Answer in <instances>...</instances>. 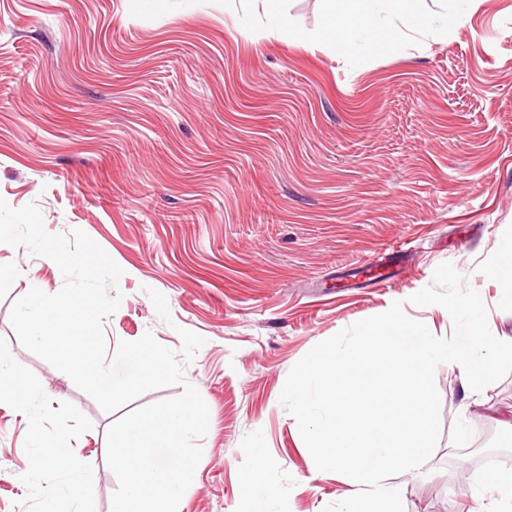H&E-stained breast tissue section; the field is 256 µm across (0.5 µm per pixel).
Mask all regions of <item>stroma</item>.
I'll return each mask as SVG.
<instances>
[{
    "label": "stroma",
    "instance_id": "35a3bbf8",
    "mask_svg": "<svg viewBox=\"0 0 512 512\" xmlns=\"http://www.w3.org/2000/svg\"><path fill=\"white\" fill-rule=\"evenodd\" d=\"M238 9L199 0L155 19L130 0H0V198L36 204L48 232H86L121 267L109 348L145 332L181 351L209 408L202 458L178 512H263L245 491L262 442L280 512H323L348 496L313 477L280 402L316 344L401 302L437 336L453 321L409 298L451 263L512 336V309L489 270L512 236V0H479L444 36L356 68L318 44L252 40ZM64 284L51 259L0 244V352L42 411L0 400V512H64L53 454L93 471L92 512H111L101 410L19 342L13 301ZM165 295L171 320L149 290ZM441 434L420 468L388 477L405 512H487L475 486L497 440L512 472V373L466 406L456 375L435 371Z\"/></svg>",
    "mask_w": 512,
    "mask_h": 512
}]
</instances>
